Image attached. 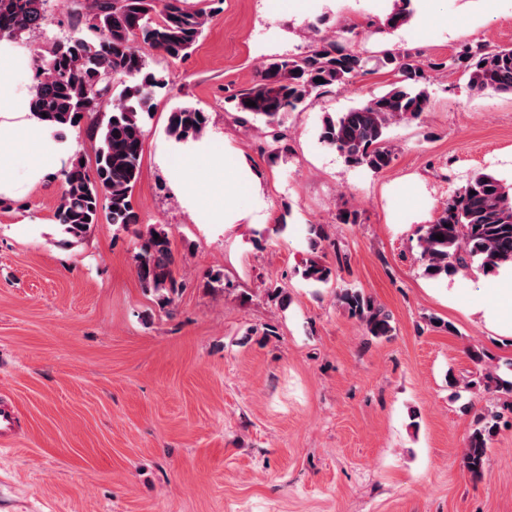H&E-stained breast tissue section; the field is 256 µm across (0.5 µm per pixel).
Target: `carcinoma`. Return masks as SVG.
Here are the masks:
<instances>
[{
    "mask_svg": "<svg viewBox=\"0 0 512 512\" xmlns=\"http://www.w3.org/2000/svg\"><path fill=\"white\" fill-rule=\"evenodd\" d=\"M48 0H0V30L4 37L21 39L44 27ZM410 0H395L383 27L396 30L407 25L413 12ZM76 33L52 43L38 63L30 106L56 136L76 127V117H89L99 135L95 167L74 159L60 173L62 192L54 219L60 225L62 244L83 239L91 227L105 219L122 231H133L138 240L133 256L137 277L161 307L170 305L182 290L176 278L177 258L163 224L138 230L140 218L132 193L140 175L145 127L152 118L155 100L167 85L153 71L144 49L171 62L184 59L202 36L210 14L188 10L182 0H70ZM386 69L393 73L390 88L371 96L346 112L327 115L318 139L334 149L344 163L379 173L389 167L394 150L387 136L391 125L419 118L428 106L424 85L427 70L461 72L476 94L512 93V47L488 51L481 45H464L448 60L424 69L408 52L386 50L367 56L346 37H321L294 55L269 60L260 79L246 92L231 98L244 125L261 122L276 144L274 156L288 153L284 116L306 106L330 89L357 76ZM324 82H318V79ZM111 109L98 117L102 103ZM253 101L256 106H248ZM209 115L201 108L180 105L167 117V133L177 142L194 141L207 130ZM442 235L439 241L435 236ZM327 238L325 226L310 224V256L300 270L311 285H331L337 272L318 256ZM419 258L433 279L478 264L496 272L512 263V187L492 174L473 176L442 206L438 217L421 227ZM336 301L360 321L374 338L389 337L390 317L358 288H339ZM497 414L479 416L468 436L464 463L475 480L484 476L488 443L498 429Z\"/></svg>",
    "mask_w": 512,
    "mask_h": 512,
    "instance_id": "carcinoma-1",
    "label": "carcinoma"
}]
</instances>
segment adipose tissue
I'll list each match as a JSON object with an SVG mask.
<instances>
[{"mask_svg": "<svg viewBox=\"0 0 512 512\" xmlns=\"http://www.w3.org/2000/svg\"><path fill=\"white\" fill-rule=\"evenodd\" d=\"M20 62L19 57L0 43V172L7 170L13 153L20 148L30 150L36 157L33 178L62 168L67 156L44 136V125L30 111V96L20 91L11 76ZM214 179L206 205L198 212L204 224H232L239 221L233 203L241 193L257 190L258 174L239 161L231 152L211 157Z\"/></svg>", "mask_w": 512, "mask_h": 512, "instance_id": "1", "label": "adipose tissue"}]
</instances>
